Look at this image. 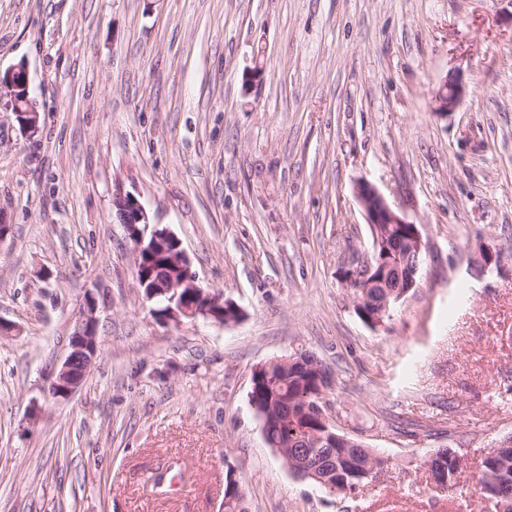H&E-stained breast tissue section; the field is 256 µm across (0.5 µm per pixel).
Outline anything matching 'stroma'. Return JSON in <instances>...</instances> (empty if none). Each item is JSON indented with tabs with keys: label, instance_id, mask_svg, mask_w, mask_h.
Segmentation results:
<instances>
[{
	"label": "stroma",
	"instance_id": "35a3bbf8",
	"mask_svg": "<svg viewBox=\"0 0 512 512\" xmlns=\"http://www.w3.org/2000/svg\"><path fill=\"white\" fill-rule=\"evenodd\" d=\"M20 63L39 129L0 94V512H221L230 474L248 512H493L475 483L512 435V0H0V69ZM118 182L240 322L153 313ZM362 182L427 245L377 329L342 279L372 251ZM89 297L98 355L57 399ZM298 351L331 375L337 432L385 460L356 497L263 438L252 372ZM441 448L464 495L429 480ZM461 96L460 89L455 84L444 83L442 88L435 92V110L440 116H448L459 102Z\"/></svg>",
	"mask_w": 512,
	"mask_h": 512
}]
</instances>
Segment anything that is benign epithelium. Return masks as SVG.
<instances>
[{
  "label": "benign epithelium",
  "instance_id": "7a95c632",
  "mask_svg": "<svg viewBox=\"0 0 512 512\" xmlns=\"http://www.w3.org/2000/svg\"><path fill=\"white\" fill-rule=\"evenodd\" d=\"M28 83V71L23 64L3 73L0 72V90L6 89L10 92L19 125L33 134L38 130L39 115L29 105ZM460 96L461 91L456 85L444 84L439 91L435 92V110L438 115H448V112L458 104ZM355 193L363 208L366 223L369 225L374 250L372 257L367 259L362 268L345 272L343 277L348 285L355 286L357 301L361 306L371 302L370 289L377 287L384 289V296L375 304V312L372 315V324L378 327L383 324V317L389 312L390 304L399 303L417 286L419 273L418 265L407 266L388 255V238L399 230L407 233L401 241L409 253L422 251L426 248V244L415 224L394 210L373 185L366 182L360 183ZM112 209L118 211L117 220L123 224L129 239L134 244L136 261H141L142 256L152 254L160 247L167 250L166 256L170 259L173 271L170 272L168 280L162 283L156 282L150 299L183 289L182 300L167 311L168 320L180 323L184 320L194 322L198 319H209L208 309L199 307V301L202 299H208L215 305H223L220 296L205 291L197 283L196 276L191 270L190 259L176 235L167 228H161L153 223L136 193L126 189L120 182L116 183L112 189ZM97 311L95 300L92 298L86 300L70 337V351L60 370L50 380L49 393L52 396L62 399L69 397L79 388L96 357ZM307 358L306 354L296 353L282 359V362L290 367L309 369L314 372L316 382L326 383L327 375L322 366L317 362H306ZM319 421L331 441L334 443L339 441L343 445L342 459L347 462L350 471L354 473L370 469L375 472L382 471L384 460L374 454L365 461L359 460L356 452L358 443L337 435L327 413L320 412ZM505 452L506 444L497 442L484 453L486 468L481 470L489 481L484 492L489 495L488 501L496 502L498 512H505L506 507L512 502V496L499 491V488L492 483L489 468L494 462L502 459ZM288 463L291 471L299 477H317L318 463L309 455L291 456Z\"/></svg>",
  "mask_w": 512,
  "mask_h": 512
}]
</instances>
